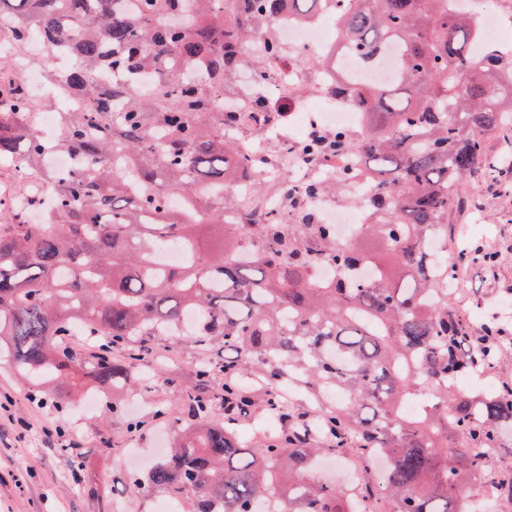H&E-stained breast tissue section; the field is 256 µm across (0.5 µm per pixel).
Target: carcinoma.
Wrapping results in <instances>:
<instances>
[{
	"label": "carcinoma",
	"instance_id": "1",
	"mask_svg": "<svg viewBox=\"0 0 512 512\" xmlns=\"http://www.w3.org/2000/svg\"><path fill=\"white\" fill-rule=\"evenodd\" d=\"M444 2L350 0L337 20L339 36L368 65L388 42L403 49L394 84L357 91L368 106L366 141L334 133L304 145L354 154L374 185L378 218L343 244L333 225L309 213L297 232L267 213L249 215L242 223L261 246L239 254L211 244L228 234V174L253 171L239 187L248 195L266 184V160L237 145L271 113L260 99L243 112H219L217 101L244 46L270 20L286 8L307 21L324 0H192L193 26L181 22L187 0H0L16 45L34 35L47 44L36 64L49 77H57L54 52L74 55L62 77L89 101L85 112L61 113L56 146L73 164L54 179L42 164L45 105L28 97L16 68L0 70V158L22 157L26 179L53 190L47 201L27 200L47 208V223L16 211L0 224V359L33 384L52 376L60 389L83 379L117 395L146 366V346L134 342L170 333L191 310L195 341L221 339L231 369L261 368L270 386L287 373L310 388L345 391L347 400L326 408L317 425L323 443L388 463L380 482L357 494L390 499L392 512H464L466 476L485 469V450L512 424V387L478 398L448 392V380L493 364L501 342L491 321L493 336L474 354L470 325L440 286L455 263L483 256L466 245L450 264L428 242L432 234L448 240L457 182H500L503 159L485 137L512 134V119H501L512 111V77L501 74L512 59H473V18ZM278 54L272 41L251 61L258 82ZM166 240L187 255L175 270L152 260ZM319 263L343 277L316 284L307 269ZM77 325L103 346L74 351L68 337ZM223 370L203 364L196 375L224 403H248L237 383L217 382ZM181 398L192 407L183 437L147 476L132 477V489L162 492L176 512H264L273 497L276 512H350L352 492L308 478L321 449L299 431L245 449L233 433L245 415L213 427L211 400L191 386Z\"/></svg>",
	"mask_w": 512,
	"mask_h": 512
}]
</instances>
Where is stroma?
<instances>
[{"label": "stroma", "instance_id": "35a3bbf8", "mask_svg": "<svg viewBox=\"0 0 512 512\" xmlns=\"http://www.w3.org/2000/svg\"><path fill=\"white\" fill-rule=\"evenodd\" d=\"M468 206L452 209V228L470 229L472 243L494 254L487 265L461 264L457 276L466 300L455 309L481 335L500 303L512 302V199L475 180L459 187ZM224 361V344L198 345L188 338L156 341L138 384L129 386L120 405L109 388L52 393L47 402L33 398V385L0 364V512H157L162 493L132 492L129 475L141 462H157L159 449L170 447L180 434L179 422L189 407L180 390L194 382L203 363ZM253 398L247 424L236 430L239 443L250 447L286 434L290 421L271 417L265 405L269 390L260 370L240 375ZM31 423L19 432L15 419ZM51 436H44V429ZM80 473H73L72 458Z\"/></svg>", "mask_w": 512, "mask_h": 512}]
</instances>
